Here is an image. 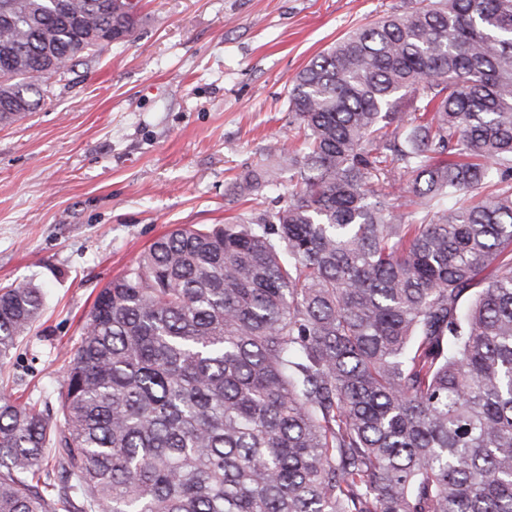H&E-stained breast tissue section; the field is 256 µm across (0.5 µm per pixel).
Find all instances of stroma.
Listing matches in <instances>:
<instances>
[{
	"label": "stroma",
	"instance_id": "stroma-1",
	"mask_svg": "<svg viewBox=\"0 0 512 512\" xmlns=\"http://www.w3.org/2000/svg\"><path fill=\"white\" fill-rule=\"evenodd\" d=\"M408 0H142L129 41L48 80L43 107L0 127V284L45 310L0 388L58 420L64 370L98 291L181 225L274 211L286 189L227 182L292 143L296 75Z\"/></svg>",
	"mask_w": 512,
	"mask_h": 512
}]
</instances>
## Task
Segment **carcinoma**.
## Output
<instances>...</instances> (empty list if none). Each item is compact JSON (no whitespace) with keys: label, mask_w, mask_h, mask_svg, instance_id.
I'll list each match as a JSON object with an SVG mask.
<instances>
[{"label":"carcinoma","mask_w":512,"mask_h":512,"mask_svg":"<svg viewBox=\"0 0 512 512\" xmlns=\"http://www.w3.org/2000/svg\"><path fill=\"white\" fill-rule=\"evenodd\" d=\"M6 2L0 126L139 21ZM288 112L302 147L227 186L286 174L284 206L178 228L101 288L60 423L0 396V512H512V0H410ZM43 306L0 287L1 360Z\"/></svg>","instance_id":"obj_1"}]
</instances>
